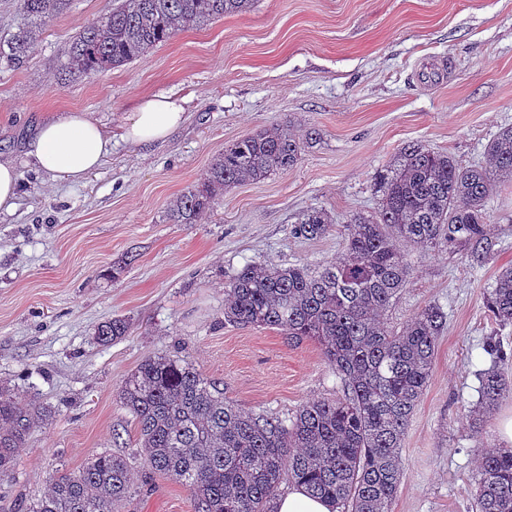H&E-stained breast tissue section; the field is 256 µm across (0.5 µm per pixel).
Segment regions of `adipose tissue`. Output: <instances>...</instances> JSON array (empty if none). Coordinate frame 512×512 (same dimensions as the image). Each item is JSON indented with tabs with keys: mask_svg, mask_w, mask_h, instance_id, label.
<instances>
[{
	"mask_svg": "<svg viewBox=\"0 0 512 512\" xmlns=\"http://www.w3.org/2000/svg\"><path fill=\"white\" fill-rule=\"evenodd\" d=\"M186 120L183 100L167 95L140 98L118 134L107 133L85 112L57 114L27 144V156L59 182L77 183L95 172L112 152L113 138L133 146L165 141Z\"/></svg>",
	"mask_w": 512,
	"mask_h": 512,
	"instance_id": "adipose-tissue-1",
	"label": "adipose tissue"
}]
</instances>
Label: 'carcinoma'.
<instances>
[{
    "label": "carcinoma",
    "mask_w": 512,
    "mask_h": 512,
    "mask_svg": "<svg viewBox=\"0 0 512 512\" xmlns=\"http://www.w3.org/2000/svg\"><path fill=\"white\" fill-rule=\"evenodd\" d=\"M255 0H117L70 44L59 68L94 75L122 67L190 27L249 11ZM71 0H19L20 22L0 39V64L19 67L47 22ZM304 138L283 127L256 131L224 146L199 182L170 209L174 224H193L224 190L256 183L298 164ZM512 179V126L487 144L485 162L459 165L418 142L401 147L378 175V211L337 224L311 207L291 228L314 240L338 230L345 248L313 271L305 265H247L224 283V323L276 328L288 342L314 340L341 391L307 401L289 415L246 412L192 362L148 357L124 381L118 399L133 416L138 455L149 474L187 488L193 512H274L283 485H300L328 499L336 512H391L402 475L400 448L432 372L435 347L447 327L437 305L419 310L401 329L384 320L406 287L410 256L458 244L481 256L488 242L486 204L500 178ZM494 318L512 323V267L487 293ZM130 322L98 325L103 343L129 334ZM478 422L492 413L512 383L492 369L479 374ZM50 408L0 388V478L11 474L15 451ZM46 494L26 512H122L131 498L129 458L104 450L77 471L50 474ZM476 512H512V448L487 453L479 464Z\"/></svg>",
    "instance_id": "cac0c4a2"
}]
</instances>
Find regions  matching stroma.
<instances>
[{
    "label": "stroma",
    "instance_id": "obj_1",
    "mask_svg": "<svg viewBox=\"0 0 512 512\" xmlns=\"http://www.w3.org/2000/svg\"><path fill=\"white\" fill-rule=\"evenodd\" d=\"M112 7L73 0L23 66L0 69V154L20 174L16 210L0 213V388L56 411L0 479V512H24L49 473L105 449L132 459L129 512H193L185 488L144 479L132 416L116 398L127 375L147 357L178 355L245 411L336 396L317 342L225 324L227 276L258 262L321 268L345 239L292 237L302 211L325 208L340 224L374 212L375 177L405 143L471 166L512 126V0H256L123 67L65 75L58 60L73 37ZM156 94L185 99V124L151 146L114 143L82 183L53 181L25 154L27 135L56 113L81 110L114 131L138 98ZM274 125L320 136L294 168L226 189L199 223L169 221L171 203L226 143ZM489 238L479 263L454 244L411 251L413 275L386 314L395 327L431 303L448 316L402 442L391 512H472L477 461L502 445L512 394L482 432L473 416L477 375L492 366L485 341L512 349V324L500 325L485 299L512 266V182L493 193ZM117 316L130 334L98 343L96 327Z\"/></svg>",
    "mask_w": 512,
    "mask_h": 512
}]
</instances>
